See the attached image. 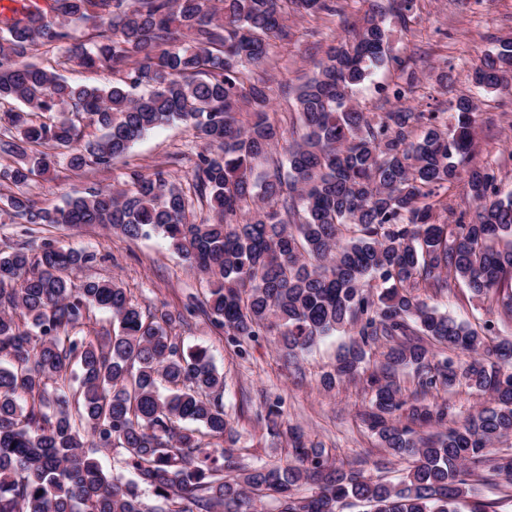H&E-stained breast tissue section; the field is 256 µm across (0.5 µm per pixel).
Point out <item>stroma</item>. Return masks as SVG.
<instances>
[{
	"instance_id": "stroma-1",
	"label": "stroma",
	"mask_w": 512,
	"mask_h": 512,
	"mask_svg": "<svg viewBox=\"0 0 512 512\" xmlns=\"http://www.w3.org/2000/svg\"><path fill=\"white\" fill-rule=\"evenodd\" d=\"M333 4V14L290 19V44L272 48L259 72L283 128L292 126L294 90L311 76L313 61L359 17L358 0H333ZM510 38L512 0H420L407 29H394L392 36L395 54L409 58L419 78L413 100L417 110L446 112L463 95L478 102L475 157L496 163L498 187L504 195L512 192V91L478 90L470 73L486 53ZM201 150L186 124L176 121L147 133L125 157L114 160L111 169L74 172L60 164L50 175L35 178L30 191L39 204L58 206L75 192L120 185L127 172L148 174L158 167L186 185ZM47 239L64 249L97 253L93 265L69 271L72 282L119 280L135 302L150 310L182 309L189 295L202 294L206 288L205 281L187 270L168 240L157 235L130 240L97 224L29 228L0 223V250L24 242L35 255ZM433 302L460 321H482L489 316L486 305L461 285L438 294ZM176 332L185 344L208 348L224 374V410L239 434L234 453L242 465L287 460V443L267 432V410L275 405L282 424L300 428L336 464H351L372 478L388 480L398 478L407 468V461L389 455L363 428L361 416L370 395L361 384L344 382L329 391L321 386L322 375L332 371L338 351L348 344L347 335L326 337L295 368L284 363L272 336L238 348L202 316L189 318Z\"/></svg>"
}]
</instances>
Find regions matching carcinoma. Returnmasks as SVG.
<instances>
[{
  "instance_id": "obj_1",
  "label": "carcinoma",
  "mask_w": 512,
  "mask_h": 512,
  "mask_svg": "<svg viewBox=\"0 0 512 512\" xmlns=\"http://www.w3.org/2000/svg\"><path fill=\"white\" fill-rule=\"evenodd\" d=\"M347 35L328 45L295 93L302 134L286 159L285 130L268 112L255 77L271 40L288 39L290 15H327L329 0H50L22 2L0 16V213L11 222L70 227L100 224L128 239L161 233L205 277V300L156 314L120 283L74 288L65 272L94 263L90 251L44 243L38 256L0 250V512H492L483 480L512 485V456L493 450L512 438V340L492 320L461 322L417 293L450 281L512 316V194L497 172L473 161L479 107L456 99L448 120L403 100L414 80L384 88L394 107L363 111L354 93L374 70L408 61L390 54L388 17L404 23L417 0H363ZM88 24L87 41L72 26ZM61 51L57 66L32 61ZM110 70L109 86L74 84L59 69ZM487 92L512 89V40L472 68ZM102 131L84 141V120ZM185 123L205 146L188 189L157 168L126 174L131 188L92 189L41 207L27 191L62 157L75 171L110 169L148 131ZM266 169L253 178L255 163ZM463 183L476 205L465 220L448 203ZM209 215L190 219L197 202ZM113 330L91 329L93 310ZM203 315L242 346L277 337L288 361L321 339L347 333L322 385L363 381L364 422L394 457L410 459L397 483L331 463L322 449L288 435L292 459L237 467L224 447L237 433L224 412V374L209 350L172 333L185 314ZM384 362L374 363L379 348ZM410 367V397L396 380ZM463 384L489 405L459 418L454 405L427 400ZM438 431L418 434L416 425ZM210 438L202 442L201 435ZM114 453L112 472L101 456ZM303 483L315 486L297 493Z\"/></svg>"
}]
</instances>
